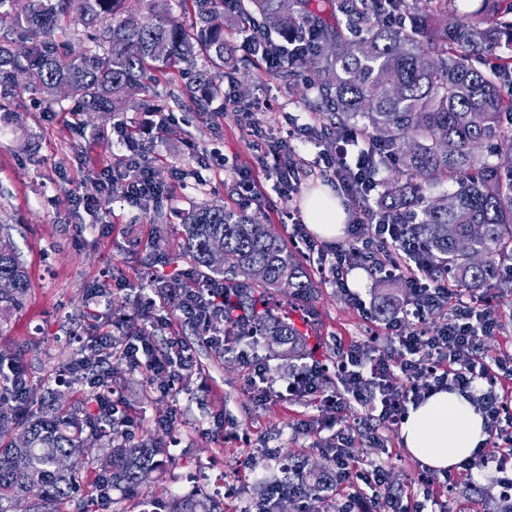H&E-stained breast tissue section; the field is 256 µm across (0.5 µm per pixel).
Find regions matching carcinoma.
I'll return each mask as SVG.
<instances>
[{
  "instance_id": "carcinoma-1",
  "label": "carcinoma",
  "mask_w": 512,
  "mask_h": 512,
  "mask_svg": "<svg viewBox=\"0 0 512 512\" xmlns=\"http://www.w3.org/2000/svg\"><path fill=\"white\" fill-rule=\"evenodd\" d=\"M0 0L11 18L0 35V110L19 91L52 109L63 101L79 112L137 111L138 92L158 75L187 66L181 96L200 112L224 95L230 43L224 22L237 32L254 20L287 40L306 28L305 48L290 46L291 63L276 72L290 87L315 93L320 134L355 132L364 158L382 174L380 213L398 211L408 234L426 245L450 281L468 289L498 283L512 266V0ZM178 6L180 16L173 15ZM506 49L492 69L473 58ZM443 185L453 191L437 194ZM183 244L165 256L167 286L188 287L186 262L199 284L224 285L231 301L220 317L235 335L273 341L271 353L288 360H318L312 323L280 317L271 298L308 304L316 285L302 256L285 247L267 224L244 210L207 202L183 214ZM169 225L157 216L155 236L141 257L157 262ZM0 334L32 287L7 224H0ZM401 308L389 294L377 308L387 318ZM0 371V512H90L77 496V475L94 463L106 487L136 495L144 476L168 461L159 439L131 444L105 417L68 408L61 394L28 392L33 409L20 412ZM319 471L299 470L300 490L321 499ZM171 512H221L203 495L176 497Z\"/></svg>"
}]
</instances>
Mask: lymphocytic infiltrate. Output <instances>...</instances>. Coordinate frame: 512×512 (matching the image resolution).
Here are the masks:
<instances>
[{"label": "lymphocytic infiltrate", "mask_w": 512, "mask_h": 512, "mask_svg": "<svg viewBox=\"0 0 512 512\" xmlns=\"http://www.w3.org/2000/svg\"><path fill=\"white\" fill-rule=\"evenodd\" d=\"M250 134L259 162L275 173L284 194H295L299 171L293 143L308 136V129L290 120L278 133L254 124ZM313 162L323 168L357 212L349 246H326L308 235L300 237L307 254L320 257L318 270L325 280L339 291H348L345 272L357 265L374 278L401 277L408 288L400 315L387 322L397 345L395 352L379 350L371 336L340 347L337 367L344 394L362 403L380 401L382 424L394 427L402 421L408 403L448 386L468 393L484 416L496 452L489 456L477 451L462 462L461 474L472 488H496L502 501L512 502V397L500 390L502 379L512 375V355L491 358L483 349V336L498 325L491 305L486 299L470 295L467 289L453 286L447 272L434 266L426 250L409 241L403 225L366 209L365 203L378 183L369 164L348 161L338 145L320 149ZM167 300L199 325L204 336L217 343L222 341V331L208 320L206 312L223 309V286L212 284L171 293ZM440 308L448 309L447 321L430 326L428 314ZM409 317L414 319L415 329L401 333L400 326ZM93 347L99 355L145 367L163 393L188 376L192 368L187 346L178 342L168 351H156L144 329L127 337L122 345L113 344L109 333H100ZM348 438V429L338 430L330 445L335 464L324 482L338 496L337 512H410L402 497L389 493L387 471L375 460L355 458L347 447Z\"/></svg>", "instance_id": "obj_1"}]
</instances>
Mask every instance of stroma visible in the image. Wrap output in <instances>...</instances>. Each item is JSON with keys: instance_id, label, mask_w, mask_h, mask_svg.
<instances>
[{"instance_id": "1", "label": "stroma", "mask_w": 512, "mask_h": 512, "mask_svg": "<svg viewBox=\"0 0 512 512\" xmlns=\"http://www.w3.org/2000/svg\"><path fill=\"white\" fill-rule=\"evenodd\" d=\"M237 49L224 73V94L262 104L254 121L276 130L287 118L318 127L312 97L304 88H288L280 80L251 78L252 58L234 36ZM176 131L157 133L147 112L125 113L137 126L156 160L160 179L171 183L172 207L167 222L178 227L184 208L196 200L236 208L237 170L257 171L263 187L261 200L248 212L272 225L290 239L292 224L280 221L282 212L303 211L309 188L331 190L319 170L304 167L301 185L293 198L281 195L275 174L261 171L243 121L234 115L213 117L193 110L189 101L173 106ZM111 116L69 112H46L27 93H19L17 105L0 112V222L14 225L13 243L24 261L32 287L6 333L0 335V353L19 362L34 389L59 388L69 403L83 412L95 409V388L80 376H61L59 368L86 348L96 329L115 331L120 317L133 315L142 321L151 312L154 293L143 283L141 256L151 240L153 208L120 197L103 200L100 208L86 210L78 197L94 196L101 168L123 155L124 148L113 130ZM200 171L205 184L194 179L175 180V173ZM107 283L108 296L93 298L92 290ZM381 282L363 277L342 294L324 280H317L312 303L314 329L327 359L336 356L337 343L347 345L375 334L378 349L390 348L389 331L375 319L365 318L362 304H373L383 294ZM492 305L500 320L498 329L484 336L489 356L512 354V292L491 289ZM192 346L194 365L188 378L163 398L139 368L121 366L112 380L111 397L121 398L125 412L134 420L137 441L162 438L173 458L163 471L154 473L139 494L110 491L115 512H163L169 489L179 484L186 494L208 492L207 484L191 483L196 473L207 470L247 481L237 497L217 496L224 512H254L262 497L258 484L280 477L284 463L304 468L320 467L326 446L337 431L353 420L364 419L374 432H354L355 455L379 458L390 474L392 491L409 498L420 512H454L457 504L485 497L475 494L466 481H459L454 499L440 505L426 497L412 478L422 465L401 444L399 430L379 427L380 402L364 405L347 400L336 410L315 401L286 394L287 362L270 356L265 343L255 346L257 357L269 364V385L280 396L260 402L250 389L246 364L231 353L206 348L181 319L158 328V348L173 340Z\"/></svg>"}]
</instances>
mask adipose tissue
Segmentation results:
<instances>
[{
	"mask_svg": "<svg viewBox=\"0 0 512 512\" xmlns=\"http://www.w3.org/2000/svg\"><path fill=\"white\" fill-rule=\"evenodd\" d=\"M305 218L310 230L324 241H335L343 234L346 215L332 194L314 192L307 200ZM401 439L414 459L446 472L484 447L487 432L482 413L469 397L441 389L410 407Z\"/></svg>",
	"mask_w": 512,
	"mask_h": 512,
	"instance_id": "obj_1",
	"label": "adipose tissue"
}]
</instances>
